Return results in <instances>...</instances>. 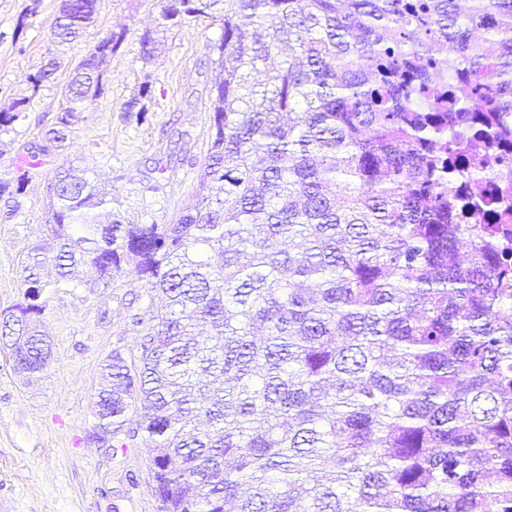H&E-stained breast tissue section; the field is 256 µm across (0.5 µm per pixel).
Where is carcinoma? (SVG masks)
I'll return each mask as SVG.
<instances>
[{"label": "carcinoma", "instance_id": "obj_1", "mask_svg": "<svg viewBox=\"0 0 512 512\" xmlns=\"http://www.w3.org/2000/svg\"><path fill=\"white\" fill-rule=\"evenodd\" d=\"M96 2L63 0L55 36ZM467 3L168 0L224 28L199 190L172 224H100L110 193L51 180L25 296L90 266L166 300L103 360L95 425L149 450L164 512H512V246L459 194L508 209L481 165L512 138V0ZM121 40L79 64L61 125ZM17 308L0 335L34 375L51 344Z\"/></svg>", "mask_w": 512, "mask_h": 512}]
</instances>
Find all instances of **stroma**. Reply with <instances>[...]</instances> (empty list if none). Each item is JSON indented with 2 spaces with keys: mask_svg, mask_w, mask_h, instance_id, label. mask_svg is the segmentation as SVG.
Masks as SVG:
<instances>
[{
  "mask_svg": "<svg viewBox=\"0 0 512 512\" xmlns=\"http://www.w3.org/2000/svg\"><path fill=\"white\" fill-rule=\"evenodd\" d=\"M167 0H97L80 38L57 42L62 0H0V111L22 102L20 118L0 128V182H16L20 159L49 146L67 103L64 90L89 49L122 41L102 65L104 90L85 100L61 146L30 170L20 207L0 198V311L23 303L29 246L45 237L48 186L56 169L86 168L112 191V211L129 224H167L199 189L211 142V81L220 21L163 17ZM157 40L145 56L141 37ZM52 80L32 91L28 76L49 62ZM135 103L143 120L128 118ZM41 295L54 358L29 379L0 352V512H157L146 449L92 440L100 365L112 350L136 354L132 306L158 307L134 274L94 287Z\"/></svg>",
  "mask_w": 512,
  "mask_h": 512,
  "instance_id": "stroma-1",
  "label": "stroma"
}]
</instances>
